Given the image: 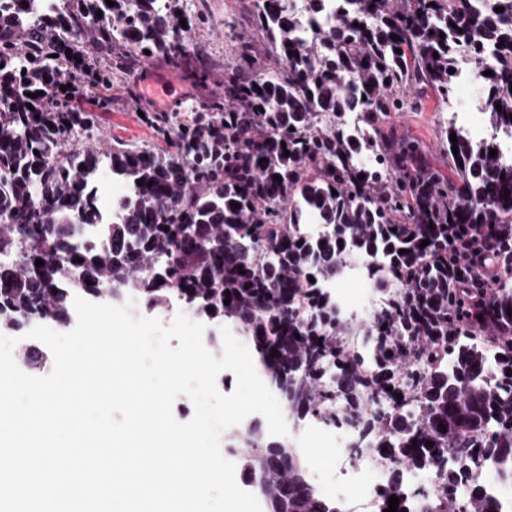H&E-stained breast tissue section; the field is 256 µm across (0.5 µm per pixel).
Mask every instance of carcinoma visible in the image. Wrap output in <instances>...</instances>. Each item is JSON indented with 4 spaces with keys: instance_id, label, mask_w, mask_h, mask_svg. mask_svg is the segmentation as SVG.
<instances>
[{
    "instance_id": "cac0c4a2",
    "label": "carcinoma",
    "mask_w": 512,
    "mask_h": 512,
    "mask_svg": "<svg viewBox=\"0 0 512 512\" xmlns=\"http://www.w3.org/2000/svg\"><path fill=\"white\" fill-rule=\"evenodd\" d=\"M24 1L0 0V254L13 257L0 265V327L67 322L74 267L86 295L132 291L148 312L176 295L248 337L290 413L355 428L357 448L374 435L401 468L438 463L445 486L433 512H502L480 484L458 497L465 474L450 459L490 457L512 481V335H484L512 323V271L473 306L448 287L457 277L448 247L467 241L448 236V224H512V162L489 156L494 137L459 136L447 142L458 154L448 152L454 177L445 179L383 122L411 105L404 87L446 100L459 53L479 69L491 51L484 112L491 130L512 129V0H336L333 25L310 41L291 0H254L278 69L257 71L245 45L224 97L192 106L185 120L147 114L163 151L112 146V177L133 184V201L108 225L111 245L91 251L72 244L65 218L98 219L83 181L99 160L84 142L95 118L59 85L110 86L148 53L179 63L196 19L181 0H64L60 14L25 20ZM353 108L357 136L346 129ZM311 215L326 233L307 235ZM356 255L392 294L362 325L328 289ZM356 332L376 340L372 360L345 346ZM386 398L384 410H369ZM225 449L276 512H345L315 492L299 452L259 423Z\"/></svg>"
}]
</instances>
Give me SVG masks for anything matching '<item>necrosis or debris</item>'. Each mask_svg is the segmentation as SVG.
Masks as SVG:
<instances>
[{
    "mask_svg": "<svg viewBox=\"0 0 512 512\" xmlns=\"http://www.w3.org/2000/svg\"><path fill=\"white\" fill-rule=\"evenodd\" d=\"M87 185L97 199L100 223H111L117 202L125 196V187L114 184L109 165L104 161L90 174ZM350 283L361 286V300L349 296L346 286ZM331 291L339 308L354 317L373 316L387 302L385 296L378 294L361 261L353 262L332 283ZM287 427L293 434L317 436L327 448V463L316 461L309 469L314 490L326 500L344 507L356 502L364 512H370L379 494L391 490L405 497L409 512H425L426 505L435 502L442 493L443 475L434 463L402 470L399 483H392L394 466L377 444L367 443L359 453H352L356 438L353 428L328 427L315 420L291 421Z\"/></svg>",
    "mask_w": 512,
    "mask_h": 512,
    "instance_id": "obj_1",
    "label": "necrosis or debris"
}]
</instances>
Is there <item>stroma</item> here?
Segmentation results:
<instances>
[{"mask_svg": "<svg viewBox=\"0 0 512 512\" xmlns=\"http://www.w3.org/2000/svg\"><path fill=\"white\" fill-rule=\"evenodd\" d=\"M184 7L189 14L205 16L190 34L189 66L176 67L156 56L136 66L125 80L87 91L85 98L95 112L98 128L90 141L94 149L104 151L117 142L135 148H162L144 112H179L185 105L222 94L224 71L234 62L240 46L248 43L263 51L265 38L253 22L251 0H185ZM484 92L481 86L455 83L447 100L425 95L413 108L392 113L386 130L418 144L434 169L449 175L444 148L448 111Z\"/></svg>", "mask_w": 512, "mask_h": 512, "instance_id": "35a3bbf8", "label": "stroma"}]
</instances>
